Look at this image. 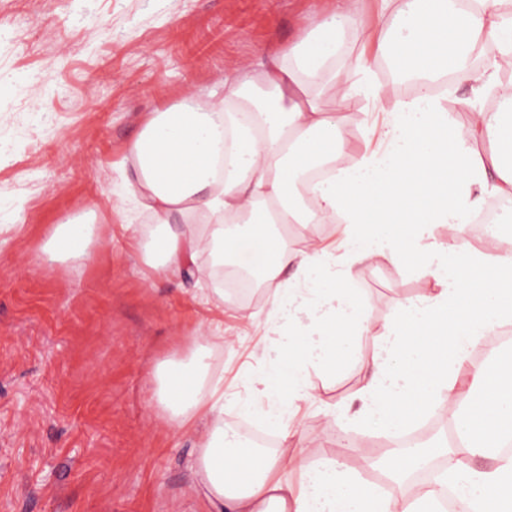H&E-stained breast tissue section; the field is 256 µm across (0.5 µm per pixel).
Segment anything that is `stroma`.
I'll list each match as a JSON object with an SVG mask.
<instances>
[{"mask_svg":"<svg viewBox=\"0 0 512 512\" xmlns=\"http://www.w3.org/2000/svg\"><path fill=\"white\" fill-rule=\"evenodd\" d=\"M328 13L327 0H0V225L17 227L0 243V512H197L200 431L157 419L151 368L185 357L203 323L237 339L224 354L226 394L245 393L286 352L250 321L267 292L226 291L218 310L154 271L129 230L152 218L114 189L150 112L258 69ZM319 100L354 162L372 136L371 99ZM91 211L90 258L43 260L54 227ZM431 286L412 262L356 267L369 331L312 379L321 401L307 410L309 458H346L372 479L386 438L324 418L322 405L354 396L372 330Z\"/></svg>","mask_w":512,"mask_h":512,"instance_id":"stroma-1","label":"stroma"}]
</instances>
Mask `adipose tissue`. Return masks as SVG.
<instances>
[{
    "label": "adipose tissue",
    "instance_id": "adipose-tissue-1",
    "mask_svg": "<svg viewBox=\"0 0 512 512\" xmlns=\"http://www.w3.org/2000/svg\"><path fill=\"white\" fill-rule=\"evenodd\" d=\"M328 19L288 50L273 54L257 77L225 80L220 100L188 93L175 107L150 113L129 163L134 201L156 224L137 236L139 250L161 270L192 284L210 275L209 260L258 273L270 290L256 322L278 333L288 364L269 363L238 399L241 412L277 428L276 447L260 448L224 421V371L210 359L235 345L223 331L198 327L189 356L157 363L152 403L161 420L181 429L204 422L191 472L206 512H432L453 490L467 512H512V365L472 361L479 342L512 325V245L496 256L461 236L487 197L512 200V86H501L497 60L512 55V11L506 0H471L467 18L449 22L447 0H380L378 51L405 74L455 73L473 93L497 92L492 110L453 123L434 86L387 106L381 149L353 164L336 156L345 136L335 113L312 94L325 86L347 105L365 54L339 71L329 61L353 21L357 0H331ZM480 51V67L465 63ZM495 148L484 154L478 140ZM180 223H172V216ZM344 218L339 251L315 235L292 250L281 233L291 224H332ZM93 228L57 225L41 248L48 261L85 259ZM413 259L433 288L397 301L396 315L374 336L366 381L353 401L322 404L326 418L386 435L413 424L404 405L462 408L461 447L420 445L379 460L395 485L385 493L364 481L350 461H309L298 450L308 425L300 404L318 401L312 371L335 368L354 353L340 328L360 326L353 268ZM487 274L481 290L475 275ZM478 304H470L472 292ZM295 471L297 483L286 475Z\"/></svg>",
    "mask_w": 512,
    "mask_h": 512
}]
</instances>
